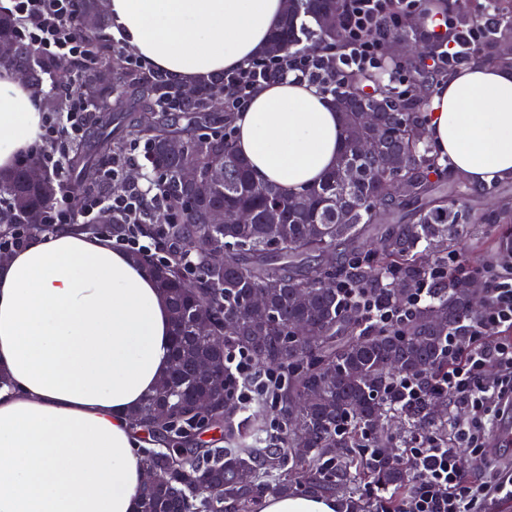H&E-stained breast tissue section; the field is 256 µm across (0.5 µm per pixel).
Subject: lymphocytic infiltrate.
Listing matches in <instances>:
<instances>
[{
	"mask_svg": "<svg viewBox=\"0 0 512 512\" xmlns=\"http://www.w3.org/2000/svg\"><path fill=\"white\" fill-rule=\"evenodd\" d=\"M421 4L422 0H339L336 22L344 34L341 52L314 55L298 48L289 56H264L245 68L225 73V106L240 110L256 86L277 76L292 75L330 90L347 73H384V40L400 28L405 17L420 10ZM10 10L19 20L20 41L40 58L73 72L91 63L87 44L75 33L76 0H11ZM51 85L62 94L64 109L44 116L41 145L35 153L63 185L46 206L43 224L50 229L64 224H95L106 212L113 223L123 227L115 237L117 248L154 251L159 260H169L170 249L158 246L163 231L157 227L148 234L142 231L162 201L158 176L149 175L143 184L124 180L126 170L139 163L143 152L140 143L130 144L106 162L105 170L116 182V190L77 195L65 182L68 148L83 138L91 107L84 97L71 92L68 83L55 79ZM447 271V261L431 263L428 275L398 305L380 302L367 289L349 282L341 283L340 289L353 300L365 324L396 326L433 297ZM487 282L482 315L447 339V372L426 384L406 379L394 383V391L407 405H420L434 395L447 398L451 407L447 433L416 428L404 441L398 459L419 476L417 490L404 512H492L498 501L512 499V473L493 471L485 481L468 482L460 466V449L483 455L489 452L496 422L512 401V281L491 273ZM224 370L235 383L236 402L243 406L268 394L275 378L272 370L260 368L246 352L236 349L228 353ZM460 407L467 408V416H457Z\"/></svg>",
	"mask_w": 512,
	"mask_h": 512,
	"instance_id": "1",
	"label": "lymphocytic infiltrate"
}]
</instances>
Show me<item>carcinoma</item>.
Segmentation results:
<instances>
[{
  "label": "carcinoma",
  "instance_id": "carcinoma-1",
  "mask_svg": "<svg viewBox=\"0 0 512 512\" xmlns=\"http://www.w3.org/2000/svg\"><path fill=\"white\" fill-rule=\"evenodd\" d=\"M99 0H77V35L89 46L97 66L78 76L91 96L102 92L100 67L109 64L102 53V25L88 27L84 19L100 18ZM337 0H300L284 16L271 37L289 54L307 34L298 26L302 17L320 21L324 12H337ZM458 25L480 21L468 0L447 5ZM496 27L479 38L472 55L502 68H512V55L501 52L512 44V0H494ZM324 48L333 50L341 32L318 25ZM0 40L13 43L18 53L0 59V66L31 71L30 80L53 68L19 42L16 22L0 13ZM402 67L411 84L433 87L449 78L446 71L425 65V59L403 53ZM372 77L355 74L336 83L333 96L340 112L344 144L336 166L318 183L295 194L257 184L249 166L222 131L231 125L230 112L210 110V99L222 92L213 80L196 87L193 97L145 76L124 72L112 84L105 109L95 113L88 140L69 164L72 189L77 193L112 188L103 163L123 151L114 127L148 142L146 160L163 176L161 192L179 209L181 222L166 225L173 245L172 259L154 271L158 288L168 301L174 335L172 363L167 376L134 414L144 434L161 435L166 448L146 449V466L162 479L142 488L139 512H262L270 492L288 493L299 484L306 491L333 495L363 479L392 490L386 512H402L404 495L414 491L412 469L396 462L392 439L383 434L392 412L405 414L416 426L436 428L429 410L438 399L429 396L420 408H404L398 394L386 391L395 377L431 379L448 368L449 333L475 319L465 277L448 273L435 297L396 329L371 328L349 311L336 288L341 280L369 288L383 300L401 301L427 272L430 260L420 250L439 241L448 247L459 225L511 224L512 202L490 216L469 204L462 182L441 180L440 157L427 144L425 99L401 95L392 86H376L381 128L361 122L363 96ZM178 132L186 148L198 155L201 171L222 166L225 183L193 202L177 182L182 158L171 152L166 136ZM358 139H369L373 153L355 154ZM38 164L29 157L0 173V238L18 226L28 234L42 231L40 219L59 186L55 176L32 184L26 169ZM396 176L411 191L403 199L386 193L384 181ZM278 205L279 219H269L268 202ZM248 208L251 224L205 223L213 208ZM206 236L223 251L224 266L211 267L200 258L199 286L187 288L177 251L191 249ZM263 298L258 305L254 297ZM235 317L236 333L216 348L198 324V314ZM304 321L309 335L285 333L286 321ZM240 349L259 365L275 368L280 378L271 398L281 405V437L266 438L262 426L247 419L235 422L231 392L221 383L195 374L203 360L222 362L227 351ZM187 394L224 398V411L209 418L185 415L180 406ZM169 409V422L151 420L157 407ZM204 426L224 427L231 447L194 446L193 432ZM376 443V460L365 464L361 455L336 458L338 448H356L365 433Z\"/></svg>",
  "mask_w": 512,
  "mask_h": 512
}]
</instances>
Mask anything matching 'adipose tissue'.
<instances>
[{
	"label": "adipose tissue",
	"mask_w": 512,
	"mask_h": 512,
	"mask_svg": "<svg viewBox=\"0 0 512 512\" xmlns=\"http://www.w3.org/2000/svg\"><path fill=\"white\" fill-rule=\"evenodd\" d=\"M112 29L189 87L266 52L284 0H105ZM37 91L0 70V170L42 134ZM426 138L478 188L512 179V70L478 59L434 88ZM235 152L293 193L336 163L333 97L281 78L236 112ZM172 323L145 265L64 229L0 260V512H138L145 442L134 412L170 366ZM336 497L268 495L263 512H340Z\"/></svg>",
	"instance_id": "1"
}]
</instances>
